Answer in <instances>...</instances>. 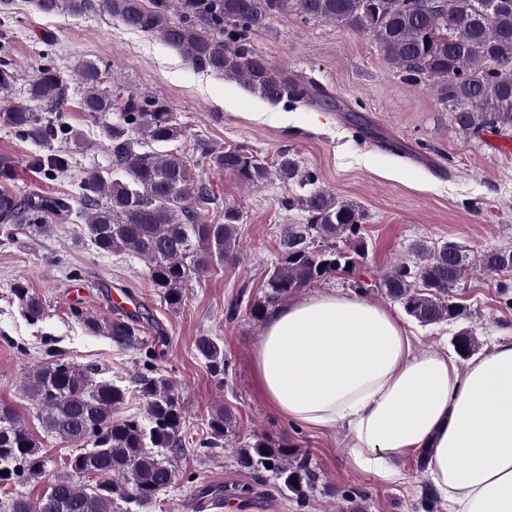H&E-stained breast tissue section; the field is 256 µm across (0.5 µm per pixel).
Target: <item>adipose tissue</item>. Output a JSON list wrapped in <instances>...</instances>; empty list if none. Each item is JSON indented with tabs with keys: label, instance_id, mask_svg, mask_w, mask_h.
I'll use <instances>...</instances> for the list:
<instances>
[{
	"label": "adipose tissue",
	"instance_id": "obj_1",
	"mask_svg": "<svg viewBox=\"0 0 512 512\" xmlns=\"http://www.w3.org/2000/svg\"><path fill=\"white\" fill-rule=\"evenodd\" d=\"M252 360L270 409L345 431L354 467L388 482L390 458L418 450L448 512H512V336L462 372L387 308L319 291L268 310Z\"/></svg>",
	"mask_w": 512,
	"mask_h": 512
}]
</instances>
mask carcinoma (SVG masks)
<instances>
[{
	"instance_id": "carcinoma-1",
	"label": "carcinoma",
	"mask_w": 512,
	"mask_h": 512,
	"mask_svg": "<svg viewBox=\"0 0 512 512\" xmlns=\"http://www.w3.org/2000/svg\"><path fill=\"white\" fill-rule=\"evenodd\" d=\"M45 14L84 13L92 0H35ZM170 0H99V6L125 26L151 34L179 51L193 65L236 82L260 100L292 106L318 92L315 83L300 82L274 68L250 44V34L266 26L276 12H290L304 20L342 24L370 35L385 59L404 70L408 79H426L438 98L453 112V122L464 133L488 130L512 135V0H175L182 19L171 18ZM205 21L209 31L197 29L193 19ZM84 86L81 108L91 115L113 108L112 94L101 87V72L92 62L76 70ZM61 75L40 67L32 75L31 98L42 111L56 112L63 102ZM0 125L26 139L47 143L67 128L42 121L30 107L17 104L0 112ZM116 167L83 172L82 217L90 241L104 254H126L143 260L164 302L184 303L189 283L208 277L218 263L237 258L241 213L224 209V223L209 224L197 206L214 200L209 182L196 174L195 165L170 144L188 137L169 107L156 98L131 93L123 101L121 119L108 129ZM153 148L137 152L135 137ZM206 165L232 174L253 188L275 174L286 181L312 186L306 194L288 200L308 214V224L288 231L283 258L267 280L265 300L250 308L257 321L267 307L314 286L338 270L350 271L364 258L360 236L364 213L315 187L317 177L286 155L272 166L241 146L210 149ZM71 168L70 158L55 154L43 161L54 177ZM9 208L0 200V223L27 218L29 233L41 234L36 224L44 213H65V199L45 196L13 199ZM413 259L396 263L378 282L381 294L402 305L422 325L465 316L455 301L470 265L492 274L512 271V249L493 248L474 257L462 246L446 242L429 247L418 241ZM22 314L36 324L45 317L41 299L18 284L12 290ZM72 317L92 335H103L120 349L145 348L139 313L116 309L106 319L80 308ZM463 361L472 357L475 341L466 331L451 340ZM195 348L215 376H224L228 362L218 338L200 336ZM153 350L146 351L143 370L132 385L145 405V418L122 415L130 390L97 378V369L72 364L63 351L45 343L44 362L24 377L23 391L37 410L45 433L75 445L48 490L31 501L8 500L7 512H150L159 493L175 484L178 462L184 456L182 435L185 410L174 383L157 373ZM206 437L196 444L206 456L228 446L236 418L219 408L210 416ZM240 467L256 475L271 474L283 493L303 506L319 475L309 453L288 442L265 438L236 449ZM272 467H267L266 462ZM49 459L21 417L0 404V485L10 486L47 472Z\"/></svg>"
}]
</instances>
